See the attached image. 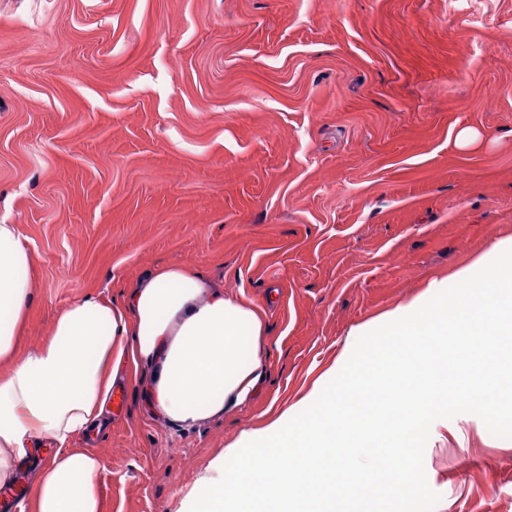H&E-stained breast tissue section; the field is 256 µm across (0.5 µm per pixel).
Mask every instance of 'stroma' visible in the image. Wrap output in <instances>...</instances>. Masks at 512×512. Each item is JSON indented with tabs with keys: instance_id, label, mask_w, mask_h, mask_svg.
Returning a JSON list of instances; mask_svg holds the SVG:
<instances>
[{
	"instance_id": "stroma-1",
	"label": "stroma",
	"mask_w": 512,
	"mask_h": 512,
	"mask_svg": "<svg viewBox=\"0 0 512 512\" xmlns=\"http://www.w3.org/2000/svg\"><path fill=\"white\" fill-rule=\"evenodd\" d=\"M0 222L22 347L165 265L263 310L247 403L173 422L143 363L74 442L102 512H183L353 328L512 237V0H0ZM428 444L435 512H512V438L461 414Z\"/></svg>"
}]
</instances>
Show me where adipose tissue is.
<instances>
[{
	"label": "adipose tissue",
	"mask_w": 512,
	"mask_h": 512,
	"mask_svg": "<svg viewBox=\"0 0 512 512\" xmlns=\"http://www.w3.org/2000/svg\"><path fill=\"white\" fill-rule=\"evenodd\" d=\"M30 262L16 226L0 224V486L13 483L33 441L55 447L21 512H100L99 456L70 442L99 417L113 363L156 365V404L182 424L242 405L257 390L263 311L183 265L155 270L121 301L83 297L57 315L43 341L19 350L34 301Z\"/></svg>",
	"instance_id": "adipose-tissue-1"
}]
</instances>
